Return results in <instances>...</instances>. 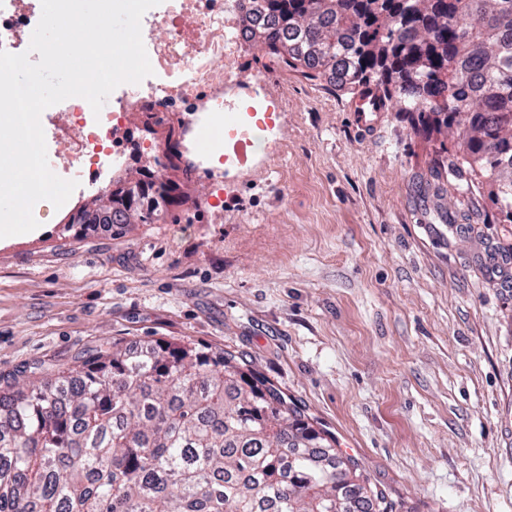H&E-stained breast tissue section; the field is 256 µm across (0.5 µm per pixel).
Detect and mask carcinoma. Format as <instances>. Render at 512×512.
<instances>
[{"label": "carcinoma", "mask_w": 512, "mask_h": 512, "mask_svg": "<svg viewBox=\"0 0 512 512\" xmlns=\"http://www.w3.org/2000/svg\"><path fill=\"white\" fill-rule=\"evenodd\" d=\"M245 43L346 94L454 126L435 175L512 223V0H240ZM76 224L176 219L179 185L117 180ZM0 387V512H393L357 462L236 356L191 340L88 349Z\"/></svg>", "instance_id": "carcinoma-1"}]
</instances>
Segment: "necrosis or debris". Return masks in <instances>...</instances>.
Instances as JSON below:
<instances>
[{
	"mask_svg": "<svg viewBox=\"0 0 512 512\" xmlns=\"http://www.w3.org/2000/svg\"><path fill=\"white\" fill-rule=\"evenodd\" d=\"M38 7L39 0H0V50L22 49ZM238 8L239 0H166L162 11L146 17L150 63L162 83L134 85L113 108L98 114L80 97L51 106L55 174L91 191L107 190L127 156L141 150L129 117L144 112L161 123L180 115L181 144L195 169L219 179L241 168L239 147L273 134L260 121L267 109L263 99L238 100L258 79L239 62ZM217 124L231 145L218 164L198 138L200 128Z\"/></svg>",
	"mask_w": 512,
	"mask_h": 512,
	"instance_id": "4bbe7bcc",
	"label": "necrosis or debris"
}]
</instances>
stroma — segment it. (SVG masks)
Listing matches in <instances>:
<instances>
[{
    "label": "stroma",
    "instance_id": "obj_1",
    "mask_svg": "<svg viewBox=\"0 0 512 512\" xmlns=\"http://www.w3.org/2000/svg\"><path fill=\"white\" fill-rule=\"evenodd\" d=\"M278 155L182 180L178 223L45 213L0 243V378L106 341L192 339L239 357L356 458L401 512H512V223L441 179L446 127L384 113L240 45ZM351 112H356L357 125L362 128L375 126L385 112V107L373 93H363L355 96L348 103ZM374 117V118H373Z\"/></svg>",
    "mask_w": 512,
    "mask_h": 512
}]
</instances>
